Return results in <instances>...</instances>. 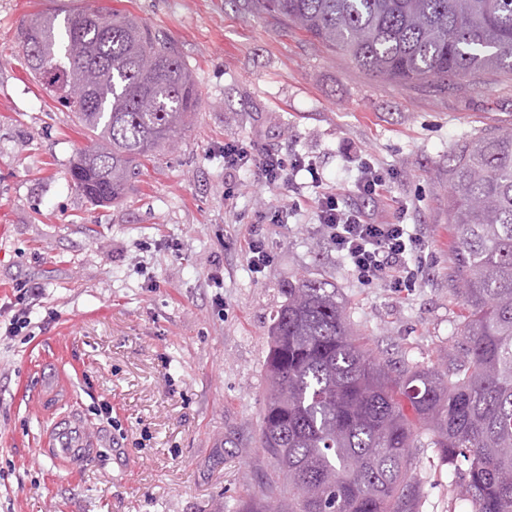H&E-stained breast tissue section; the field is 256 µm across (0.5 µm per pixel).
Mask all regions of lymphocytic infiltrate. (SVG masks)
<instances>
[{
	"instance_id": "lymphocytic-infiltrate-1",
	"label": "lymphocytic infiltrate",
	"mask_w": 512,
	"mask_h": 512,
	"mask_svg": "<svg viewBox=\"0 0 512 512\" xmlns=\"http://www.w3.org/2000/svg\"><path fill=\"white\" fill-rule=\"evenodd\" d=\"M305 161L275 149L256 151L254 144L238 138L224 142V187L233 194L241 169L253 171L258 180L274 187H287ZM385 183L383 172L371 162L358 169L354 193L359 205H349L345 194L331 190L318 200L319 227L338 254L364 285H382L397 292H412L421 283L426 264L425 243L402 215H386L380 205V191ZM42 297L38 286L19 285L10 302L1 305L9 318L0 333L11 339L30 326V314Z\"/></svg>"
}]
</instances>
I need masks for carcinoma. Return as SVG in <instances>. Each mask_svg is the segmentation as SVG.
Returning a JSON list of instances; mask_svg holds the SVG:
<instances>
[{"label":"carcinoma","mask_w":512,"mask_h":512,"mask_svg":"<svg viewBox=\"0 0 512 512\" xmlns=\"http://www.w3.org/2000/svg\"><path fill=\"white\" fill-rule=\"evenodd\" d=\"M367 73L414 84L512 74V0H251ZM23 18L27 69L92 140L73 184L122 198L142 161L181 139L200 93L177 45L109 6ZM451 277L467 311L449 363L395 369L352 334L327 283L297 278L273 316L258 490L235 512H421V449L448 467L472 512H512V132L449 159Z\"/></svg>","instance_id":"1"}]
</instances>
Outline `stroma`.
Segmentation results:
<instances>
[{"label": "stroma", "mask_w": 512, "mask_h": 512, "mask_svg": "<svg viewBox=\"0 0 512 512\" xmlns=\"http://www.w3.org/2000/svg\"><path fill=\"white\" fill-rule=\"evenodd\" d=\"M74 0H0V299L38 284L32 333L0 346V512H233L258 487L259 416L269 326L292 278L329 283L361 337L391 362L452 360L463 305L448 276V160L487 132L512 131V75L414 86L360 69L244 0H121L164 32L199 84L200 107L175 146L145 162L122 199L92 205L69 170L87 138L26 69L21 18ZM301 156L323 187L353 188L380 167L428 245L419 288L357 282L318 228L300 171L285 192L242 173L224 196V141ZM271 262L253 273L249 229ZM68 376L53 398L41 379ZM78 407L100 450L58 468L39 444ZM421 512H448L447 468L421 461Z\"/></svg>", "instance_id": "obj_1"}]
</instances>
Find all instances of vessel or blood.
Returning a JSON list of instances; mask_svg holds the SVG:
<instances>
[{"label":"vessel or blood","instance_id":"1","mask_svg":"<svg viewBox=\"0 0 512 512\" xmlns=\"http://www.w3.org/2000/svg\"><path fill=\"white\" fill-rule=\"evenodd\" d=\"M41 444L64 468L73 467L95 455L99 448L84 419L74 410L61 413L54 419L43 434Z\"/></svg>","mask_w":512,"mask_h":512}]
</instances>
